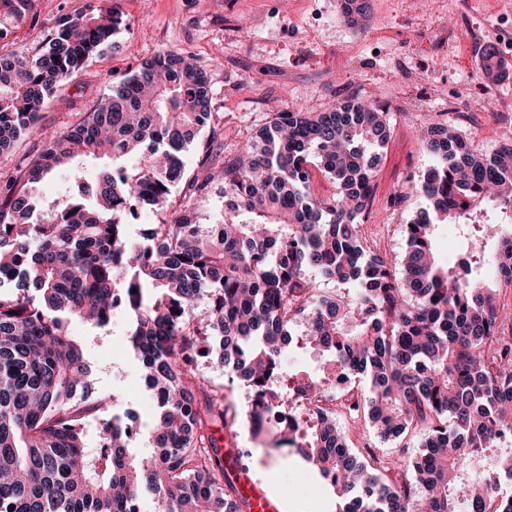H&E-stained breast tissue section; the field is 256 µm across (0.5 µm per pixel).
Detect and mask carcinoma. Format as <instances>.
I'll return each mask as SVG.
<instances>
[{"instance_id":"carcinoma-1","label":"carcinoma","mask_w":512,"mask_h":512,"mask_svg":"<svg viewBox=\"0 0 512 512\" xmlns=\"http://www.w3.org/2000/svg\"><path fill=\"white\" fill-rule=\"evenodd\" d=\"M34 2L0 0V40ZM367 10L368 0H344L352 23ZM121 24L116 8L63 15L34 53H0V155ZM211 106L193 55L162 50L0 176V512H140L144 495L157 512H246V499L224 491L208 430L229 408L200 362L218 356L229 381L251 390L253 413L279 411L295 388L325 395L283 364L289 347L313 344L370 379L339 403L350 419L384 441L427 433L419 453L376 467L349 448L336 411L309 417L301 457L333 487L337 512H512V496L485 493L470 452H492L512 431V308L501 299L512 233L494 219L512 210V145L486 155L448 120L423 123L433 164L414 184L426 207L400 225L397 271L363 233L390 113L354 97L324 112H272L224 163L204 149L188 177L185 152L203 128L217 135ZM86 159L97 161L90 180ZM313 166L333 196L311 192ZM63 170L73 189L41 209L32 185ZM216 183L224 219L199 224L190 205ZM179 185L171 218L133 236L127 211L164 208ZM441 224L464 227L455 251L469 262L440 259ZM320 280L356 292L325 296ZM119 309L134 316L128 343L157 403L146 457L129 449L134 413L100 424L97 451L84 441L114 397L92 390L68 324L101 329Z\"/></svg>"}]
</instances>
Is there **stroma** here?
<instances>
[{
	"mask_svg": "<svg viewBox=\"0 0 512 512\" xmlns=\"http://www.w3.org/2000/svg\"><path fill=\"white\" fill-rule=\"evenodd\" d=\"M104 0H36L35 22L12 29L9 49L32 53L64 13L76 16ZM123 24L112 42L86 70L47 100L38 125L0 157V173L12 172L25 154L41 146L40 132L69 126L112 92L113 80L138 71L164 49L194 55L212 90V109L224 118L220 136L225 149L248 139L272 110L321 112L350 97L390 112L393 135L379 166L369 219L364 225L374 248L389 261L406 249L399 224L406 211L386 202L407 178L421 175L429 160L418 140L423 122L459 119L462 134L479 150L493 154L503 145L487 116L512 103V78L493 83L478 59L493 42L498 23L512 17V0H373L361 25L343 14L344 0H113ZM127 317L117 314L105 328L71 322L91 365L90 382L116 395L111 410H137L140 425L132 442L140 456L153 444L149 420L154 401L146 391L138 362L125 336ZM204 379L223 388L224 402L237 412L232 428L211 425L217 442L249 449L241 463L280 500L283 512H335L336 496L319 474L289 446H275V434L254 431L246 414L250 390L229 382L221 364L200 367ZM355 448H371L381 463L394 461L401 449L420 451L425 433L416 430L395 441L381 440L372 428L339 418Z\"/></svg>",
	"mask_w": 512,
	"mask_h": 512,
	"instance_id": "obj_1",
	"label": "stroma"
}]
</instances>
